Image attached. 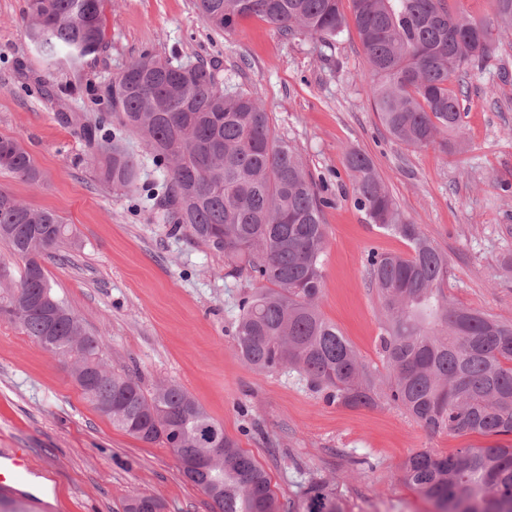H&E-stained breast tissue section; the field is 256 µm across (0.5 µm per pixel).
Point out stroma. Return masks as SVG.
Wrapping results in <instances>:
<instances>
[{
  "label": "stroma",
  "mask_w": 512,
  "mask_h": 512,
  "mask_svg": "<svg viewBox=\"0 0 512 512\" xmlns=\"http://www.w3.org/2000/svg\"><path fill=\"white\" fill-rule=\"evenodd\" d=\"M27 11L28 0H0V136L22 144L43 180L32 186L0 171V190L74 226L76 246L45 257L44 266L86 331L107 337L109 368L137 369L150 390L184 386L262 465L281 507L315 475L334 485L349 512H434L404 484V461L417 450L449 454L488 438L427 430L383 398L350 408L296 371L247 367L233 323L249 282L226 276L223 255L163 223L150 198L158 178L152 162L138 194L114 192L99 180L78 125L59 115L106 117L95 88L146 54L204 62L220 83L259 98L276 135L299 150L331 200L323 210L320 313L382 389L384 312L366 258L409 248L354 205L344 154L367 153L400 210L447 255L448 297L512 322V33L496 35L488 66L466 75L471 92L460 135L467 147L446 152L399 144L381 125L356 31L331 50L256 18L229 33L213 30L196 0H105L106 48L53 93L55 78L26 34ZM0 448L24 449L47 474L55 512H124L138 496L159 499L163 512H215L170 449L113 427L84 398L70 361L5 318Z\"/></svg>",
  "instance_id": "stroma-1"
}]
</instances>
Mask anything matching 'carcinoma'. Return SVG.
Segmentation results:
<instances>
[{"mask_svg":"<svg viewBox=\"0 0 512 512\" xmlns=\"http://www.w3.org/2000/svg\"><path fill=\"white\" fill-rule=\"evenodd\" d=\"M198 0L206 23L226 32L247 18L286 35L305 34L333 48L354 24L370 66V101L385 130L414 148L452 146L468 89L453 79L487 65L492 31L512 32V0H489L490 13L467 16L452 0ZM103 0H29L26 33L52 71L77 70L105 48ZM111 117L136 137L164 172L156 200L166 223L224 255L226 275L252 282L238 305L234 341L256 371L288 368L336 401L359 408L380 393L359 354L318 307L326 225L321 195L298 150L276 137L259 99L221 89L203 64L144 56L98 89ZM81 133L98 152L99 179L130 194L140 162L98 137L97 122ZM345 165L354 203L370 223L399 234L407 255L371 252L370 283L386 312L380 348L387 398L430 431L512 435V323L454 305L448 258L405 217L373 160L349 149ZM0 170L38 185L42 172L15 139L0 137ZM75 240L52 210H37L0 191V242L24 261L19 280L0 264V317L18 322L49 352L73 361L79 388L112 425L147 444L171 449L179 463L224 448L203 492L220 489L219 512H279L262 466L224 435L180 384L149 391L137 372L106 367L105 343L86 333L55 294L42 260ZM112 405L107 410L106 405ZM404 483L433 502L435 512H512V445L467 446L443 455L413 452ZM296 512H345L321 478L309 477Z\"/></svg>","mask_w":512,"mask_h":512,"instance_id":"obj_1","label":"carcinoma"}]
</instances>
